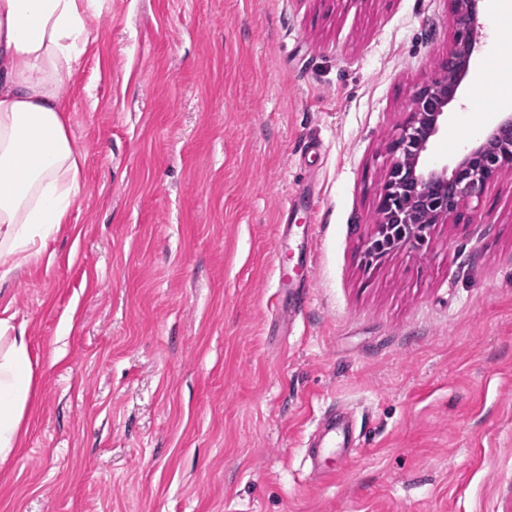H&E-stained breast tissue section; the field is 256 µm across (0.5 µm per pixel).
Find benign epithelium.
Returning a JSON list of instances; mask_svg holds the SVG:
<instances>
[{
	"label": "benign epithelium",
	"instance_id": "1",
	"mask_svg": "<svg viewBox=\"0 0 512 512\" xmlns=\"http://www.w3.org/2000/svg\"><path fill=\"white\" fill-rule=\"evenodd\" d=\"M453 4L455 33L448 47V66L413 92L410 119L389 145L396 160L383 187L381 220L366 243L365 254L372 262L394 250L423 248L434 225L460 216L497 173L512 169L510 112L484 138L468 144L453 167L422 162L448 123L447 108L457 97L475 47L479 0H453Z\"/></svg>",
	"mask_w": 512,
	"mask_h": 512
}]
</instances>
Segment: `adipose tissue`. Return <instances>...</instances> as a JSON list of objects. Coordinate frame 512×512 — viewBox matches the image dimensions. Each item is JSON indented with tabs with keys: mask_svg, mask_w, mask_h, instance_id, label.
<instances>
[{
	"mask_svg": "<svg viewBox=\"0 0 512 512\" xmlns=\"http://www.w3.org/2000/svg\"><path fill=\"white\" fill-rule=\"evenodd\" d=\"M107 0H0V282L38 259L81 192L63 94ZM34 382L25 329L0 318V463L20 444Z\"/></svg>",
	"mask_w": 512,
	"mask_h": 512,
	"instance_id": "ef3b65f1",
	"label": "adipose tissue"
}]
</instances>
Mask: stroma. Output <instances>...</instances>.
Here are the masks:
<instances>
[{
  "mask_svg": "<svg viewBox=\"0 0 512 512\" xmlns=\"http://www.w3.org/2000/svg\"><path fill=\"white\" fill-rule=\"evenodd\" d=\"M89 27L81 193L0 288L37 360L0 512H512V170L422 250L364 254L450 0H109ZM510 54L481 0L427 161L512 113ZM332 406L365 436L333 480L306 453Z\"/></svg>",
  "mask_w": 512,
  "mask_h": 512,
  "instance_id": "35a3bbf8",
  "label": "stroma"
}]
</instances>
